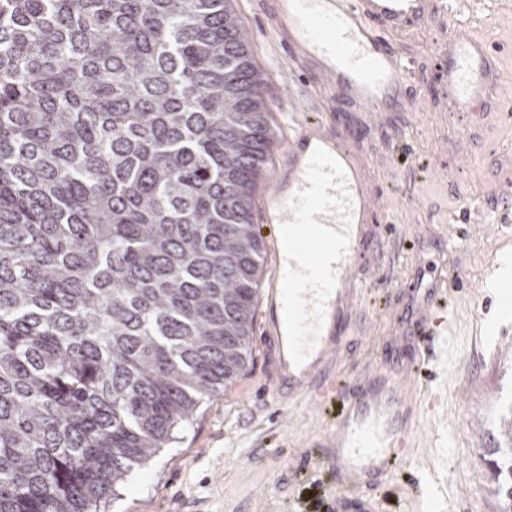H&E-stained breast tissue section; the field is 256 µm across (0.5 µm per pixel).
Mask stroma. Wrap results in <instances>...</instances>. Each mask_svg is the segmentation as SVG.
<instances>
[{
    "label": "stroma",
    "mask_w": 512,
    "mask_h": 512,
    "mask_svg": "<svg viewBox=\"0 0 512 512\" xmlns=\"http://www.w3.org/2000/svg\"><path fill=\"white\" fill-rule=\"evenodd\" d=\"M234 4L275 104L277 145L285 147L293 128L281 98L308 96L309 88L268 25L266 0ZM466 19L493 27L503 45L498 96L512 107V0H487ZM444 27L435 20L397 41L413 64L423 111L392 112L386 124L354 133L373 184L392 185L379 204L398 235L376 236L361 262L369 287L336 361L339 379L356 382L373 354L390 372L410 364L417 343L412 314L422 297L403 290L401 277L436 261L461 279L457 318L431 364L442 401L420 425L411 461L383 478L375 512H499L486 450L500 416L512 409V314L501 312L490 278L503 247H512V223L495 221L497 177L488 154L512 141V119L490 114L474 122L449 111L431 57ZM415 129L422 138L412 146L420 158L413 171L401 161L396 134ZM466 133L475 145L461 166ZM416 198L422 207L413 206ZM466 209L482 210L489 230L463 224ZM264 384L265 349L256 336L238 381L203 400L177 440L128 476L108 512H361V490L325 465V417L301 404L261 400Z\"/></svg>",
    "instance_id": "obj_1"
}]
</instances>
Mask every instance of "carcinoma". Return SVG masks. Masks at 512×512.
<instances>
[{"label":"carcinoma","mask_w":512,"mask_h":512,"mask_svg":"<svg viewBox=\"0 0 512 512\" xmlns=\"http://www.w3.org/2000/svg\"><path fill=\"white\" fill-rule=\"evenodd\" d=\"M232 0H0V512H106L232 385L276 142ZM512 512V431L490 450Z\"/></svg>","instance_id":"carcinoma-1"}]
</instances>
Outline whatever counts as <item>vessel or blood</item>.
Returning a JSON list of instances; mask_svg holds the SVG:
<instances>
[{
  "instance_id": "obj_1",
  "label": "vessel or blood",
  "mask_w": 512,
  "mask_h": 512,
  "mask_svg": "<svg viewBox=\"0 0 512 512\" xmlns=\"http://www.w3.org/2000/svg\"><path fill=\"white\" fill-rule=\"evenodd\" d=\"M269 22L293 67L319 88L327 106L347 102L353 118L372 125L390 112L421 111L407 94L413 65L394 39L432 18L450 23L435 43L439 84L453 111L480 115L496 99L499 63L493 39L451 20L453 0H269ZM294 132L259 202L272 262L262 282L260 332L273 402H303L329 412L324 441L338 475L364 485L406 464L417 378L450 315L457 275L435 277L424 290L414 333L426 346L409 367L383 373L370 363L365 380H336L344 330L364 282L360 260L379 223L378 193L346 131L322 113L294 110Z\"/></svg>"
}]
</instances>
